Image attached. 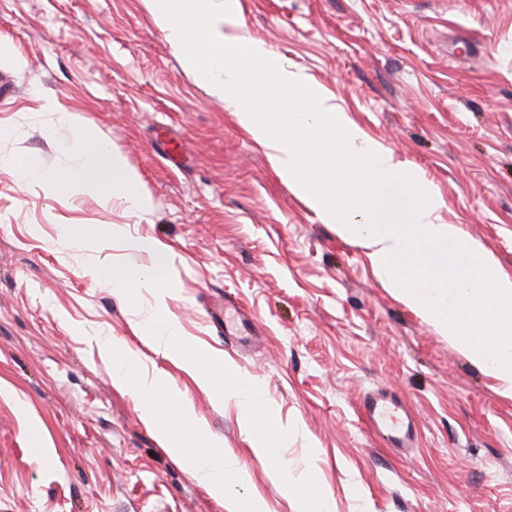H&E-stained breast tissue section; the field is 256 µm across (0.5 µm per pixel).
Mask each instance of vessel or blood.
I'll return each instance as SVG.
<instances>
[{"label": "vessel or blood", "instance_id": "b4317fda", "mask_svg": "<svg viewBox=\"0 0 512 512\" xmlns=\"http://www.w3.org/2000/svg\"><path fill=\"white\" fill-rule=\"evenodd\" d=\"M361 417L368 429L381 435L396 449L413 447L416 424L399 396L384 391L367 393L360 405Z\"/></svg>", "mask_w": 512, "mask_h": 512}]
</instances>
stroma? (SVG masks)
I'll use <instances>...</instances> for the list:
<instances>
[{
	"label": "stroma",
	"instance_id": "stroma-1",
	"mask_svg": "<svg viewBox=\"0 0 512 512\" xmlns=\"http://www.w3.org/2000/svg\"><path fill=\"white\" fill-rule=\"evenodd\" d=\"M247 34L337 94L367 135L415 169L441 217L512 274V0H238ZM0 129L49 95L81 113L153 195L128 223L100 195L72 203L0 166V512H225L161 445L175 415L143 418L112 383L104 341L161 373L206 423L198 443L234 450L270 512H295L271 462L253 455L234 403L217 404L182 363L135 335V301L93 280L84 231L127 224L171 245L167 313L185 340L256 378L294 434L282 463L312 465L336 512H512V398L376 278L298 197L223 99L200 86L142 0H0ZM66 130L35 120L0 156L56 161ZM182 149L172 163L168 143ZM237 307L256 338L224 333ZM402 397L417 422L407 457L360 417L371 391Z\"/></svg>",
	"mask_w": 512,
	"mask_h": 512
}]
</instances>
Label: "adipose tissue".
Returning a JSON list of instances; mask_svg holds the SVG:
<instances>
[{
  "label": "adipose tissue",
  "mask_w": 512,
  "mask_h": 512,
  "mask_svg": "<svg viewBox=\"0 0 512 512\" xmlns=\"http://www.w3.org/2000/svg\"><path fill=\"white\" fill-rule=\"evenodd\" d=\"M39 111L47 127L69 128V139L59 141L54 167H46L35 157H7L1 163L11 167L17 179L32 188L41 189L56 198L75 199L87 189L111 198L134 218L151 216L155 204L143 186L141 177L125 165L120 154L101 138L80 114L52 97H39ZM112 358V379L120 388L138 396L143 416L153 420L156 406L154 394L162 384L159 374L141 369L138 356L106 345ZM204 427L189 406L179 409L177 424L160 432L167 453L185 463L192 477L218 500L226 512H268L264 500L254 491L252 476L236 453L226 450L206 455L192 454L190 438L203 434Z\"/></svg>",
  "instance_id": "adipose-tissue-1"
}]
</instances>
